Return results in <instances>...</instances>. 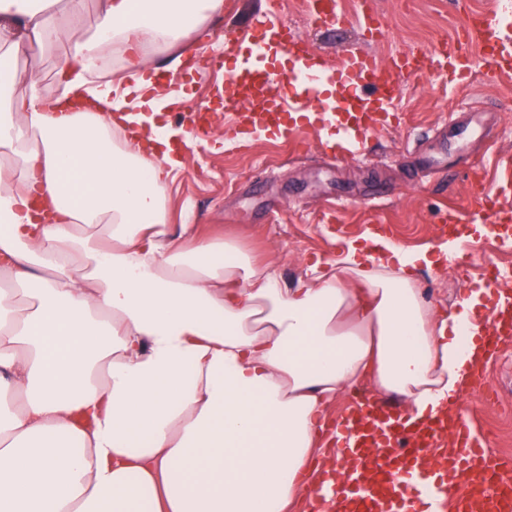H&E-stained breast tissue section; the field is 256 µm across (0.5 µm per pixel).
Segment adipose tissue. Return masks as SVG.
<instances>
[{
    "label": "adipose tissue",
    "mask_w": 512,
    "mask_h": 512,
    "mask_svg": "<svg viewBox=\"0 0 512 512\" xmlns=\"http://www.w3.org/2000/svg\"><path fill=\"white\" fill-rule=\"evenodd\" d=\"M0 0V512H282L313 495L331 407L356 386L436 414L485 361L470 291L450 313L414 279L456 244L349 242L295 287L169 221L183 162L156 115L185 89L106 79L147 48L182 71L224 0ZM69 49L55 94L15 60Z\"/></svg>",
    "instance_id": "obj_1"
}]
</instances>
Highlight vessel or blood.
I'll return each mask as SVG.
<instances>
[{
  "mask_svg": "<svg viewBox=\"0 0 512 512\" xmlns=\"http://www.w3.org/2000/svg\"><path fill=\"white\" fill-rule=\"evenodd\" d=\"M314 21L342 25L347 18L335 0H306ZM232 69H225V60ZM484 70H477V60ZM224 69L216 98L224 110L228 137L279 139L292 134L298 113L316 110L319 131L335 129L340 156L360 154L378 127L398 120L403 73L444 78L457 71L461 80L493 84L512 75V0H494L472 11L460 33L420 53L393 56L381 64L369 51L346 49L337 64L307 48L303 36L278 15L276 6L255 16L243 34L208 57ZM512 172L484 183L475 209L449 210V232L467 225H488L499 239L512 238V204L504 190ZM485 283L494 301L491 328L485 333L490 354L512 341V302L499 305L498 269H487ZM346 437L338 462L318 473L323 512H512V457L490 454L474 414L449 400L444 416L412 424L392 404L361 400L340 424ZM467 483L458 492L459 483Z\"/></svg>",
  "mask_w": 512,
  "mask_h": 512,
  "instance_id": "vessel-or-blood-1",
  "label": "vessel or blood"
}]
</instances>
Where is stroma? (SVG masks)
<instances>
[{
	"mask_svg": "<svg viewBox=\"0 0 512 512\" xmlns=\"http://www.w3.org/2000/svg\"><path fill=\"white\" fill-rule=\"evenodd\" d=\"M282 2L283 18L313 50L335 61L348 46L384 60L427 48L488 0H370L387 23L377 40L353 26L319 28L304 0ZM237 3L235 13L207 22L211 39L232 38L266 9V0ZM401 80L404 122L377 131L363 155L340 162L324 153L310 129L299 145H226L224 114L214 113L211 136L189 143L184 168L168 189L172 223L196 224L236 242L291 286L380 224L407 249L441 243L446 235L436 225L448 207L475 206L472 160L483 158L482 175L491 181L512 159V77L497 85L476 81L466 91L427 75ZM481 269L478 260L462 268L454 253L438 267L419 269L415 278L425 299L445 312L470 289L484 287ZM487 371V388L462 403L477 409L491 451L512 456V342Z\"/></svg>",
	"mask_w": 512,
	"mask_h": 512,
	"instance_id": "1",
	"label": "stroma"
}]
</instances>
